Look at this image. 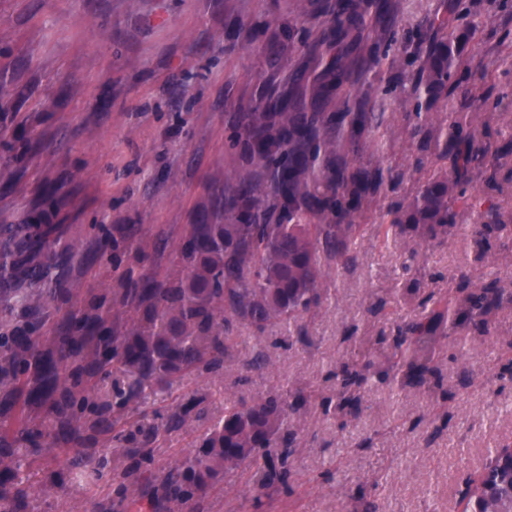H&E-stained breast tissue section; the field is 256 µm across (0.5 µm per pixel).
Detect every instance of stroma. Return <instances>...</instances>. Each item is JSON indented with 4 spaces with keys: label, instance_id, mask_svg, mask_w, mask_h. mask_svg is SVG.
Segmentation results:
<instances>
[{
    "label": "stroma",
    "instance_id": "stroma-1",
    "mask_svg": "<svg viewBox=\"0 0 512 512\" xmlns=\"http://www.w3.org/2000/svg\"><path fill=\"white\" fill-rule=\"evenodd\" d=\"M478 28L468 46L470 75L493 90L489 111L498 128L512 124V72L494 64L512 55V12L498 0H476ZM301 0H0V225L25 224L53 192L50 221L58 248L73 247L58 270L66 299L41 307L43 336H53L68 310L108 293L118 275L98 251V225L110 232L135 225L139 253L128 259L142 284L175 271V252L192 225L224 217V184L236 171L230 137L236 115L260 91L288 80L284 64H297L303 44H289L288 25ZM373 87L388 121L371 137L387 139L412 111L386 70ZM384 165L404 174L411 191L440 167H416L407 141L384 153ZM463 241L426 246L404 236L383 242L365 224L355 263L344 273L325 271L331 298L305 315L301 330L269 325L263 334L234 328L223 375L182 381L172 395L210 391L213 415L228 399H251L270 389L307 387L331 395L332 372L362 338L379 361L391 353L397 321L424 315L409 288L416 268L428 276L422 293L443 292L450 279L480 280L487 270ZM397 291L379 314L368 308L379 289ZM512 335V310L498 314L494 333L473 340L467 356L472 383L452 401L408 389L391 395L369 387L357 418L324 416L317 401L300 410V452L287 489L255 510L257 483L209 496L206 512H356L358 495H372L382 480L383 512H461L458 491L479 470L488 443L512 442V383L494 382L498 365L512 358L497 344ZM269 368L237 384L244 362L257 351ZM25 484L26 512H90L113 496L109 479L70 483L48 491L63 468L62 434L38 440Z\"/></svg>",
    "mask_w": 512,
    "mask_h": 512
}]
</instances>
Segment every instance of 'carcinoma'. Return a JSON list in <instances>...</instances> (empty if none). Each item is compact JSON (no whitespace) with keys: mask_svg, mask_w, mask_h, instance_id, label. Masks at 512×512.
Returning a JSON list of instances; mask_svg holds the SVG:
<instances>
[{"mask_svg":"<svg viewBox=\"0 0 512 512\" xmlns=\"http://www.w3.org/2000/svg\"><path fill=\"white\" fill-rule=\"evenodd\" d=\"M392 0H303L301 14L325 18L311 35L308 22L288 26V40L310 41L303 65L305 82L288 76V102L262 93L241 115L234 147L240 164L236 184L224 186L222 224H196L176 250L183 274L174 273L149 288H114L112 305L131 312L130 323L112 331L105 343L75 336L82 321L102 323L100 306L71 311L48 339L30 330L0 335V512H23L27 493L16 450L34 430L28 414L51 397L46 415L54 429L67 432L69 448L118 441L132 460L122 469L90 453L72 457L69 474L86 481L109 472L117 497L97 503L96 512H203L208 494L254 472L261 487L288 486L290 459L297 452L300 400L315 395L304 388L275 389L224 406L211 416L212 395L192 393L169 408L162 424L147 414L130 421L127 409L150 394L166 392L187 376L219 375L233 348L231 328L244 324L257 332L276 321L294 324L330 296L325 269L349 268L362 225L379 213L384 240L406 234L442 244L464 236L488 264L492 242L512 249V213L495 203L512 183V133L493 139L484 112L490 91L461 89L455 75L464 67L471 29L458 28L457 16L471 12L465 0L442 2L415 29L399 34ZM413 47L412 63L392 46ZM408 84L414 111L402 115L400 133L420 166L429 160L447 167L419 184L401 201L389 199L404 174L384 167L382 144L367 160L372 129L385 123L383 101L365 88L367 75L382 62ZM56 226L18 224L0 228V300L36 310L18 277L44 282L41 297L63 299L68 289L54 274ZM106 261L116 270L120 253L137 244L136 229L105 237ZM425 316L396 325L391 357L380 366L363 349L336 369V398H321L326 416L357 413L372 383L393 388L434 389L443 398V376L422 348L449 339L459 352L473 336H487L496 313L512 309V289L497 276L478 282L463 275L448 291L421 299ZM202 427L193 449L177 461L154 465L161 432ZM511 444L489 450L483 470L459 490L464 512H512Z\"/></svg>","mask_w":512,"mask_h":512,"instance_id":"obj_1","label":"carcinoma"}]
</instances>
